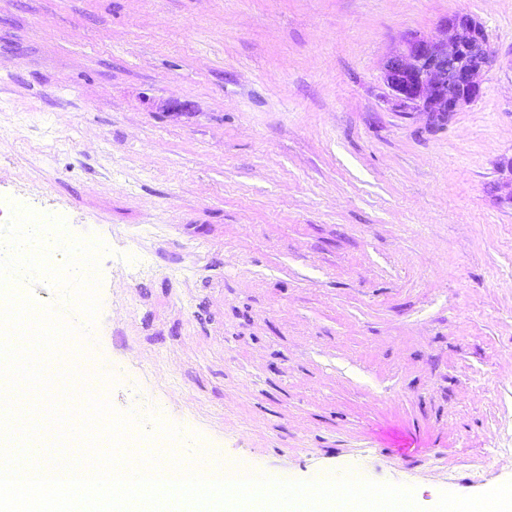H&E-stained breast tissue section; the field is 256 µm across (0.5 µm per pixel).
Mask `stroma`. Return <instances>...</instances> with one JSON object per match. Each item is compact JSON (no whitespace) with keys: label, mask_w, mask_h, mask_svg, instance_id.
Returning <instances> with one entry per match:
<instances>
[{"label":"stroma","mask_w":512,"mask_h":512,"mask_svg":"<svg viewBox=\"0 0 512 512\" xmlns=\"http://www.w3.org/2000/svg\"><path fill=\"white\" fill-rule=\"evenodd\" d=\"M453 12L493 62L433 126L382 63ZM511 159L512 0H0V220L107 245L70 347L146 452L512 479Z\"/></svg>","instance_id":"obj_1"}]
</instances>
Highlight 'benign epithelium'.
I'll use <instances>...</instances> for the list:
<instances>
[{
  "label": "benign epithelium",
  "mask_w": 512,
  "mask_h": 512,
  "mask_svg": "<svg viewBox=\"0 0 512 512\" xmlns=\"http://www.w3.org/2000/svg\"><path fill=\"white\" fill-rule=\"evenodd\" d=\"M438 39L412 37L385 58L382 76L396 104L442 123L482 94L480 72L492 61L489 36L472 16L455 12Z\"/></svg>",
  "instance_id": "obj_1"
}]
</instances>
